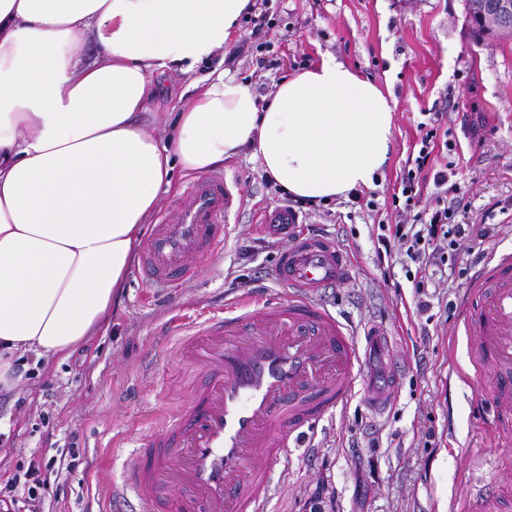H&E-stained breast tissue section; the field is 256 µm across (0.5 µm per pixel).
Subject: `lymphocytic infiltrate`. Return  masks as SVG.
Instances as JSON below:
<instances>
[{
	"label": "lymphocytic infiltrate",
	"mask_w": 512,
	"mask_h": 512,
	"mask_svg": "<svg viewBox=\"0 0 512 512\" xmlns=\"http://www.w3.org/2000/svg\"><path fill=\"white\" fill-rule=\"evenodd\" d=\"M417 129L418 154L407 158L399 189L392 195L391 206L398 220L381 225L375 251L378 264L396 255L410 264L406 277L418 297V311L424 312L429 308L424 294L431 271L456 269L462 263V253L484 252L494 229L486 222H474L470 203L453 182L452 162L440 164L434 157L450 133L447 113H430L427 120L418 122ZM427 184L433 190L426 197L422 189ZM79 457L74 451L66 458L33 459L28 465H17L13 477L0 488V512H40L46 494L58 498L65 493L63 486L48 487L46 472L74 474Z\"/></svg>",
	"instance_id": "f902f5d3"
}]
</instances>
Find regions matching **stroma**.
<instances>
[{
    "label": "stroma",
    "mask_w": 512,
    "mask_h": 512,
    "mask_svg": "<svg viewBox=\"0 0 512 512\" xmlns=\"http://www.w3.org/2000/svg\"><path fill=\"white\" fill-rule=\"evenodd\" d=\"M267 8L269 67L252 56L233 65L258 98L330 55L388 86L397 101L393 149L374 187L378 215L334 200L301 221L332 239L350 230L343 246L355 275L320 298L357 343L367 328L387 331L401 366L388 414L356 394L314 426L311 447L284 449L267 512H466L476 489L512 473V442L489 428L490 382L473 375L458 328L469 281L442 276L428 290L431 316L419 315L401 264L377 265L373 241L376 220H395L391 194L422 112L444 102L456 144L448 158L465 199L477 212L512 201V37L475 42L463 0H268ZM222 171L241 198L225 219L222 252L167 292L130 271L108 328L65 358L29 359L0 406V433L10 437L0 443V483L17 463L79 450L82 468L63 506L49 495L41 512H114L112 491L126 480L136 439L189 401L200 381L170 350L173 324L222 311L239 294L235 276L273 268L287 247V235L260 227L285 196L267 185L259 162L243 154Z\"/></svg>",
    "instance_id": "stroma-1"
}]
</instances>
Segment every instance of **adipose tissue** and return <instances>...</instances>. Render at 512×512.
I'll use <instances>...</instances> for the list:
<instances>
[{"mask_svg": "<svg viewBox=\"0 0 512 512\" xmlns=\"http://www.w3.org/2000/svg\"><path fill=\"white\" fill-rule=\"evenodd\" d=\"M250 0H0V386L13 360L63 355L107 325L173 169L241 154L293 197L370 188L393 141L391 93L335 57L266 103L214 67ZM94 59H86L87 43ZM193 74L169 144L139 122L170 70Z\"/></svg>", "mask_w": 512, "mask_h": 512, "instance_id": "obj_1", "label": "adipose tissue"}]
</instances>
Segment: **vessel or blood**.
I'll use <instances>...</instances> for the list:
<instances>
[{
  "label": "vessel or blood",
  "instance_id": "b4317fda",
  "mask_svg": "<svg viewBox=\"0 0 512 512\" xmlns=\"http://www.w3.org/2000/svg\"><path fill=\"white\" fill-rule=\"evenodd\" d=\"M186 199L162 213L142 244V272L159 288L176 287L210 264L227 235L236 196L224 175L193 180ZM351 255L327 236L296 232L272 271L286 294L268 302L246 294L224 312L179 329L174 352L198 371L193 399L145 435L129 464L125 491L156 512H267L273 466L289 441L346 404L356 390L374 410L395 395L384 370L393 342L371 330L364 345L317 298L350 281ZM464 328L471 362L491 381V427L512 437V251L481 258L470 278ZM470 512H512L499 482L477 492Z\"/></svg>",
  "mask_w": 512,
  "mask_h": 512
}]
</instances>
